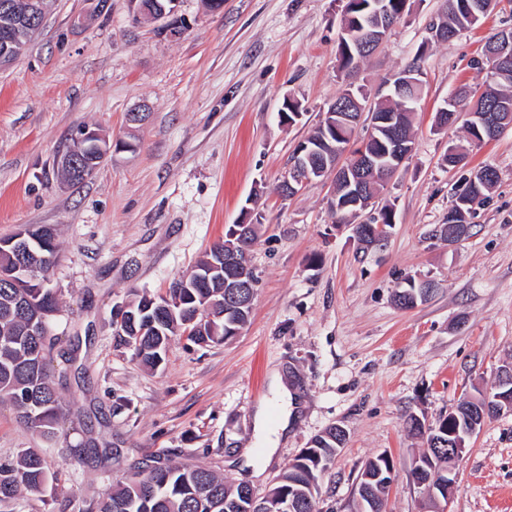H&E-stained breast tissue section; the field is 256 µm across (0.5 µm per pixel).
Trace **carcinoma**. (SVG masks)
Returning <instances> with one entry per match:
<instances>
[{
  "mask_svg": "<svg viewBox=\"0 0 512 512\" xmlns=\"http://www.w3.org/2000/svg\"><path fill=\"white\" fill-rule=\"evenodd\" d=\"M478 0H445L441 21L448 33L458 34L478 22L486 13L475 18L471 11ZM493 41L485 46L480 68L486 71L492 85L483 92L480 105L489 112L499 111L501 103L512 98V71L503 75L491 68ZM378 112L399 114L402 138H410L409 114L414 106L399 97L376 102ZM464 156L492 139L484 129L466 127ZM320 151H328L338 140L333 130L320 120L306 138ZM390 148L389 135L376 130L353 153L365 151L385 162ZM490 177L478 184L479 190L467 183L458 199L471 195L484 198L496 183V171L484 167ZM0 398L8 399L18 420L48 441L67 438L62 423L67 416L57 391V379L66 369L52 365V355L61 337L53 334L52 325L59 302L56 292L48 287L60 257L55 229L49 225H29L24 240H0ZM224 242L213 245L209 253L188 273L173 279L163 294L136 295L129 302L128 317L114 332L116 345L133 350L134 355L150 368L160 366L170 341L187 335L201 345L219 343L242 329L248 314L229 310L224 288V271L212 270L221 263ZM423 282L409 280L395 302L407 307L413 298L421 297ZM483 396L472 402L460 403L429 425L427 430L415 425V417L407 420L408 431L426 435L427 451L432 464H448V447L457 441H467L478 416ZM346 433L336 432L331 425L311 441L285 470L278 481L262 497L254 495L249 485L236 486L224 481L215 471L188 464H173L159 454H148L130 466L125 482L112 487L93 501L92 512H277L276 504L292 495L298 504L296 512H321L316 508L319 480L343 448ZM389 457L380 454L366 462L355 489L367 486L362 502L353 503L354 512H383L387 487L383 479L368 481L378 468H387ZM52 475L36 448H25L16 459L0 463V504H8L21 491L39 494Z\"/></svg>",
  "mask_w": 512,
  "mask_h": 512,
  "instance_id": "obj_1",
  "label": "carcinoma"
}]
</instances>
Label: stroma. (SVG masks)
<instances>
[{"instance_id": "stroma-1", "label": "stroma", "mask_w": 512, "mask_h": 512, "mask_svg": "<svg viewBox=\"0 0 512 512\" xmlns=\"http://www.w3.org/2000/svg\"><path fill=\"white\" fill-rule=\"evenodd\" d=\"M345 4L224 0L215 12L180 0L188 30L174 40L133 23L127 0H49L23 55L0 69V238L25 225L57 230L53 332L71 359L58 392L73 407L63 449L0 400V461L38 448L56 475L44 495L18 496L12 512H88L125 480V466L74 461L72 446L128 459L164 453L261 496L333 424L347 441L320 481L322 512H349L364 463L382 453L395 467L386 512H427L411 476L425 441L409 434L407 415L435 422L512 365V129L457 168L443 157L465 134L468 105L458 103L448 133L434 129L458 87L484 89L476 62L488 37L512 28V0L445 43L429 33L443 0H409L361 65L356 79L374 91L410 66L425 82L412 155L375 202L393 206L394 218L374 247L336 223L329 182L278 192L295 148L347 82L336 69ZM289 96L304 114L284 123ZM142 105L150 116L136 151L112 155L81 184L62 181L56 159L79 126L123 138ZM485 165L497 182L476 205L469 237L447 243L438 230L448 209ZM253 200L263 216L251 248L257 284L239 333L207 346L175 338L156 369L115 346L114 308L191 270ZM411 278L436 288L399 308L394 292ZM275 372L300 404L272 451L255 417L264 406L278 423ZM447 512H512V411L468 440Z\"/></svg>"}]
</instances>
